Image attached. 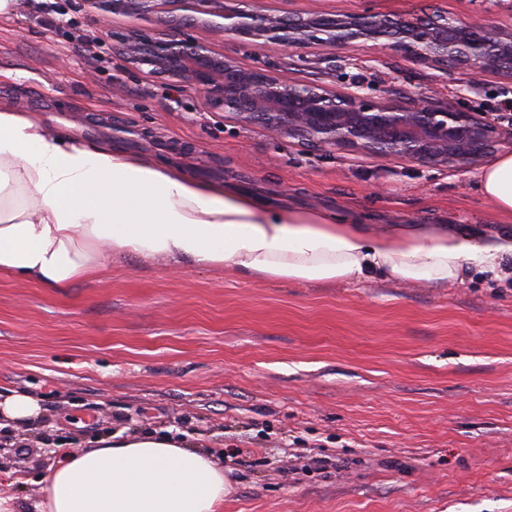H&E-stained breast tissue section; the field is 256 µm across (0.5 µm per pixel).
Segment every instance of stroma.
Wrapping results in <instances>:
<instances>
[{
	"mask_svg": "<svg viewBox=\"0 0 512 512\" xmlns=\"http://www.w3.org/2000/svg\"><path fill=\"white\" fill-rule=\"evenodd\" d=\"M280 15L445 10L512 25V0H255ZM33 0L0 13V105L197 180L358 219L512 235L480 167L316 150L244 126L123 59L85 57ZM225 57L374 98L431 95L496 118L512 79L354 43L268 50L200 23ZM121 93H113L114 81ZM43 399L15 434L0 493L32 512L57 444L118 431L185 436L223 465V512H512V283L469 268L445 287L244 280L220 268L113 257L64 291L0 273V394Z\"/></svg>",
	"mask_w": 512,
	"mask_h": 512,
	"instance_id": "obj_1",
	"label": "stroma"
}]
</instances>
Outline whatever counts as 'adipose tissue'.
<instances>
[{
	"instance_id": "1",
	"label": "adipose tissue",
	"mask_w": 512,
	"mask_h": 512,
	"mask_svg": "<svg viewBox=\"0 0 512 512\" xmlns=\"http://www.w3.org/2000/svg\"><path fill=\"white\" fill-rule=\"evenodd\" d=\"M478 188L512 217V154L488 162ZM119 253L300 284L384 276L448 285L469 266L502 278L512 235L413 222L369 230L328 212L272 209L152 157L76 143L0 106V272L62 290ZM42 412L26 392L0 400L8 426L31 429ZM224 490V471L205 452L135 433L62 453L35 510L220 512Z\"/></svg>"
}]
</instances>
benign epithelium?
Returning a JSON list of instances; mask_svg holds the SVG:
<instances>
[{"label": "benign epithelium", "mask_w": 512, "mask_h": 512, "mask_svg": "<svg viewBox=\"0 0 512 512\" xmlns=\"http://www.w3.org/2000/svg\"><path fill=\"white\" fill-rule=\"evenodd\" d=\"M102 36L117 42L128 63L177 87L193 89L213 110L237 122L316 149L367 156L394 155L420 167L470 168L512 137L477 112L439 105L426 93L410 101L375 100L291 81L270 69L241 63L193 39L185 28L207 16L224 33L272 50L311 44L336 52L355 41L390 48L409 61L451 64L478 82L488 72L512 78V28L480 16L458 20L434 10L417 17L372 13L283 16L250 7V0H83ZM150 18L160 29L119 33L112 17Z\"/></svg>", "instance_id": "obj_1"}]
</instances>
